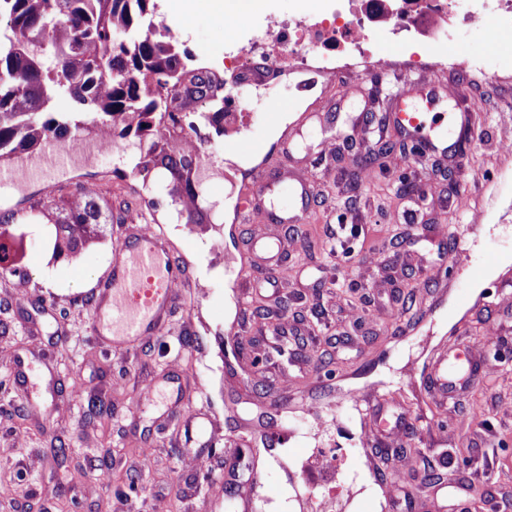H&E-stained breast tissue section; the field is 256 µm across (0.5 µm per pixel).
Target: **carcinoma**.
I'll list each match as a JSON object with an SVG mask.
<instances>
[{
  "mask_svg": "<svg viewBox=\"0 0 512 512\" xmlns=\"http://www.w3.org/2000/svg\"><path fill=\"white\" fill-rule=\"evenodd\" d=\"M157 18L155 0H0V163L71 131L87 137L107 127L116 143L138 138L139 174L168 173L167 197L185 223L216 224L200 189V156L177 134H224V76L188 66L191 53ZM59 95L73 111L52 110ZM38 215L55 227L56 259H77L112 223L98 195L80 190ZM20 245L0 220L1 273L27 276Z\"/></svg>",
  "mask_w": 512,
  "mask_h": 512,
  "instance_id": "obj_1",
  "label": "carcinoma"
}]
</instances>
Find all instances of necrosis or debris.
Listing matches in <instances>:
<instances>
[{"instance_id":"4bbe7bcc","label":"necrosis or debris","mask_w":512,"mask_h":512,"mask_svg":"<svg viewBox=\"0 0 512 512\" xmlns=\"http://www.w3.org/2000/svg\"><path fill=\"white\" fill-rule=\"evenodd\" d=\"M400 21L413 29L432 28L443 41L455 40L462 26L482 22L494 37L512 38V8L502 7L500 0H336L335 10H321L315 20L303 15L280 20L246 45L226 52L224 77L230 86L256 94L265 91V76L246 64L249 56L330 79L358 67L387 69L390 60L371 56L368 50L377 33L390 31ZM318 43L335 45V54L315 51Z\"/></svg>"}]
</instances>
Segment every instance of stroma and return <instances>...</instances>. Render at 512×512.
Segmentation results:
<instances>
[{"instance_id": "stroma-1", "label": "stroma", "mask_w": 512, "mask_h": 512, "mask_svg": "<svg viewBox=\"0 0 512 512\" xmlns=\"http://www.w3.org/2000/svg\"><path fill=\"white\" fill-rule=\"evenodd\" d=\"M158 2L173 38L218 69L252 29L320 7L260 0L232 29ZM460 38L379 35V54L403 63L354 76L351 94L338 84L320 95L284 70L267 73L272 104L230 89L236 110L204 143L218 230L177 219L161 182L135 174L134 144L0 194L29 274L0 275V512H299L302 489L336 491L346 512H396L405 495L408 512L483 499L512 512V79L473 69L499 49L481 27ZM404 82L432 95L414 103L422 130L389 121ZM284 167L311 187L302 222L277 223L278 193L267 219L241 212L242 193ZM83 184L112 222L79 262L53 260L30 213ZM145 230L187 275L161 332L116 350L95 332L93 288L72 283L85 266L106 273L117 240ZM257 236L282 243L277 289L246 263ZM463 351L484 357L481 378L441 401L435 360ZM378 402L382 426L368 414ZM53 444L64 457H51ZM327 446L345 449L360 479L315 474L311 451ZM452 484L467 495L447 497Z\"/></svg>"}]
</instances>
